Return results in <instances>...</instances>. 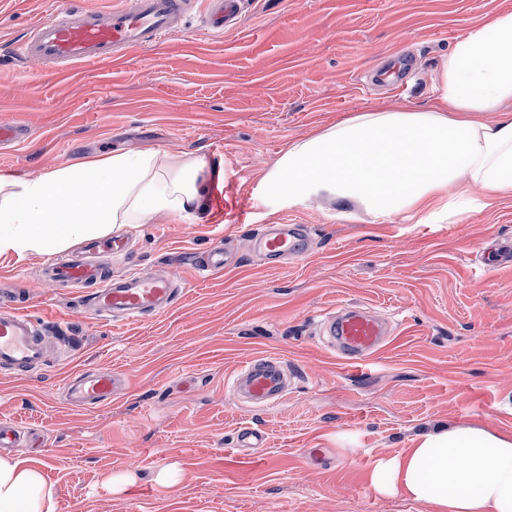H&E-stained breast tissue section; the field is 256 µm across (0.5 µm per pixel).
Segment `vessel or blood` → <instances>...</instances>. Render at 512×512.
<instances>
[{"label":"vessel or blood","instance_id":"vessel-or-blood-1","mask_svg":"<svg viewBox=\"0 0 512 512\" xmlns=\"http://www.w3.org/2000/svg\"><path fill=\"white\" fill-rule=\"evenodd\" d=\"M242 0H206L198 19L202 28L220 32L236 23ZM190 0H126L107 11L70 5L34 26L15 49V56L51 67L70 69L116 60L133 49H152L169 35L174 21L188 14ZM252 249L272 268L311 250V238L302 224H269L255 235ZM55 285H85L91 292L87 310L94 318L136 321L168 311L179 295L176 265L161 273H132L120 279L103 277L91 260L80 258L52 268ZM326 345L343 360L369 361L387 342L386 321L359 307H343L322 322ZM54 342L40 320L29 316L13 296H0V369L18 377L45 365ZM292 371L276 356H260L235 373L233 393L252 406L264 408L288 392ZM121 379L115 372L81 373L67 384L69 404L95 409L111 401Z\"/></svg>","mask_w":512,"mask_h":512}]
</instances>
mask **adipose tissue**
Returning a JSON list of instances; mask_svg holds the SVG:
<instances>
[{
  "label": "adipose tissue",
  "mask_w": 512,
  "mask_h": 512,
  "mask_svg": "<svg viewBox=\"0 0 512 512\" xmlns=\"http://www.w3.org/2000/svg\"><path fill=\"white\" fill-rule=\"evenodd\" d=\"M434 94L430 108L365 111L288 143L265 186L292 203L324 198L372 213L392 199L417 224L451 185L512 196V12L455 43ZM206 182L204 162L156 151L94 156L34 180L0 174V254L61 252L156 213L200 209ZM370 480L433 512H512V435L440 427L407 454L375 460ZM54 495L40 470L0 457V512H52Z\"/></svg>",
  "instance_id": "obj_1"
}]
</instances>
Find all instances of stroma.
<instances>
[{
    "instance_id": "1",
    "label": "stroma",
    "mask_w": 512,
    "mask_h": 512,
    "mask_svg": "<svg viewBox=\"0 0 512 512\" xmlns=\"http://www.w3.org/2000/svg\"><path fill=\"white\" fill-rule=\"evenodd\" d=\"M59 0H0V123L28 140L0 153V174L32 180L79 158L160 151L224 169L205 210L155 214L124 229L126 254L99 256L113 277L181 262L183 294L156 317L113 324L83 290L41 276L47 254L0 256V289L59 328L62 360L19 379L0 371V422L18 458L55 490L53 512H432L378 495L374 460L407 453L438 425L512 434V197L415 224L397 204L342 218L324 199L291 205L261 180L284 146L387 101L432 102L438 66L458 38L512 12V0H243L238 24L204 34L195 15L159 47L51 75L8 50ZM411 57L398 81L374 74ZM306 225L308 256L266 267L251 239L268 224ZM223 245L209 275L196 259ZM347 305L378 312L392 339L372 369L326 350L320 322ZM273 354L298 378L256 409L229 388L248 359ZM81 371H118L126 391L104 406L68 404ZM260 429V456L235 453ZM182 474L173 487L154 476ZM135 482L113 490L112 473Z\"/></svg>"
}]
</instances>
